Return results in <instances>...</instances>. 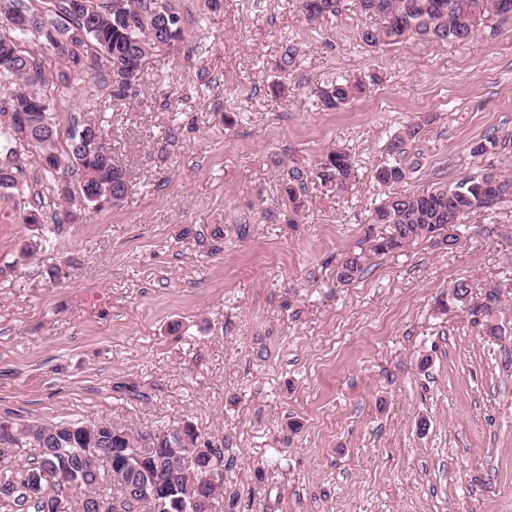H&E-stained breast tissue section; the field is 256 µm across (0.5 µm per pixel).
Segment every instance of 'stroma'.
Listing matches in <instances>:
<instances>
[{
	"mask_svg": "<svg viewBox=\"0 0 512 512\" xmlns=\"http://www.w3.org/2000/svg\"><path fill=\"white\" fill-rule=\"evenodd\" d=\"M175 4L183 46L148 56L138 98L117 111L65 57L25 45L59 136L104 118L132 187L97 211L59 199L35 149L15 144L24 186L0 191V416L192 422L227 440L219 480L236 512H512V199L469 214L455 251L420 241L336 282L383 195L472 175L487 163L476 142L512 132V14L478 15L464 44L370 46L356 0L313 22L297 0ZM287 43L298 57L276 98ZM373 74L336 111L312 94ZM413 122L406 178L378 184L388 139ZM337 147L355 180L336 194L312 176L290 221L289 161L313 172ZM32 212L63 228L25 256L41 232ZM211 225L225 232L216 254L195 238ZM459 279L497 295L489 318L449 303ZM130 382L144 399L124 395Z\"/></svg>",
	"mask_w": 512,
	"mask_h": 512,
	"instance_id": "35a3bbf8",
	"label": "stroma"
}]
</instances>
